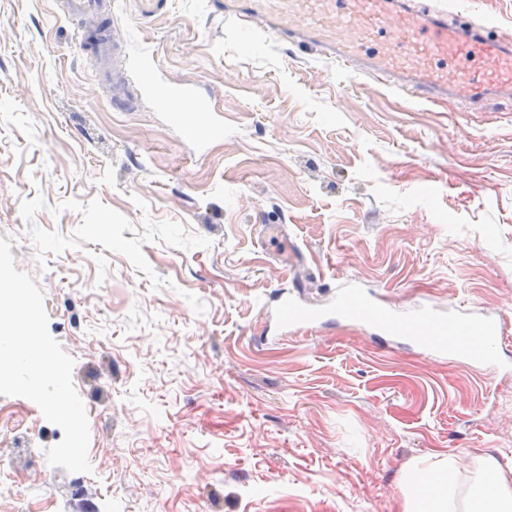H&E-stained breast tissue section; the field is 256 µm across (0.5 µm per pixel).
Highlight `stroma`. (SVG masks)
Wrapping results in <instances>:
<instances>
[{
	"label": "stroma",
	"mask_w": 512,
	"mask_h": 512,
	"mask_svg": "<svg viewBox=\"0 0 512 512\" xmlns=\"http://www.w3.org/2000/svg\"><path fill=\"white\" fill-rule=\"evenodd\" d=\"M409 3L512 40V0ZM102 21L123 103L58 0H0V237L74 360L92 466H50L61 428L0 395V512H401L425 455L512 457V95L420 102L217 0ZM350 291L506 342L465 367L342 320ZM285 299L320 323L281 326Z\"/></svg>",
	"instance_id": "stroma-1"
}]
</instances>
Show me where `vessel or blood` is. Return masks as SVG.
<instances>
[{
  "label": "vessel or blood",
  "instance_id": "obj_1",
  "mask_svg": "<svg viewBox=\"0 0 512 512\" xmlns=\"http://www.w3.org/2000/svg\"><path fill=\"white\" fill-rule=\"evenodd\" d=\"M224 16L240 24L264 20L276 35L345 67L394 80L415 99L448 95L482 101L512 93L511 44L479 27L449 23L444 13L417 12L406 0H224ZM284 17L291 19L290 27L280 26ZM392 28L401 32L400 44L384 42ZM337 312L345 320L408 337L427 351L455 354L466 364L494 361L503 344L492 323H450L434 314L399 318L357 291L340 299ZM278 318L288 327L314 323L319 316L285 301Z\"/></svg>",
  "mask_w": 512,
  "mask_h": 512
}]
</instances>
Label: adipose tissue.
<instances>
[{"instance_id": "obj_1", "label": "adipose tissue", "mask_w": 512, "mask_h": 512, "mask_svg": "<svg viewBox=\"0 0 512 512\" xmlns=\"http://www.w3.org/2000/svg\"><path fill=\"white\" fill-rule=\"evenodd\" d=\"M403 512H512V458L456 455L415 461L404 472Z\"/></svg>"}]
</instances>
